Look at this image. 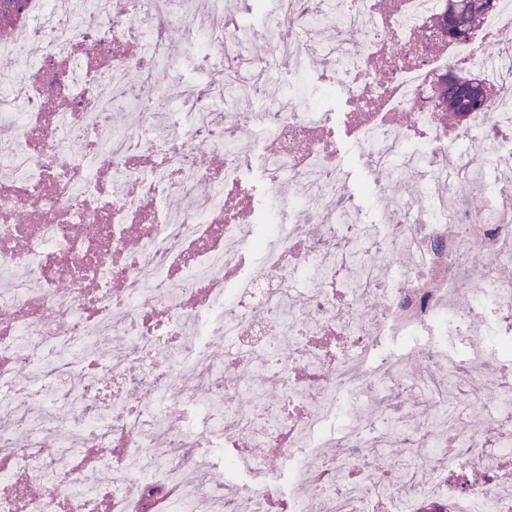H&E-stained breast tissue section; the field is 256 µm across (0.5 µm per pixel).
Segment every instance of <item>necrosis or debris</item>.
<instances>
[{
    "instance_id": "obj_1",
    "label": "necrosis or debris",
    "mask_w": 512,
    "mask_h": 512,
    "mask_svg": "<svg viewBox=\"0 0 512 512\" xmlns=\"http://www.w3.org/2000/svg\"><path fill=\"white\" fill-rule=\"evenodd\" d=\"M437 7L438 0H392L388 10L380 0H248L233 12L225 0H71L64 10L55 0L5 4L0 71L14 81L0 91V477L52 480L62 468L69 479L54 500L20 493L1 498L0 512H99L102 498L111 512H127L143 486L158 491L187 477L194 495L177 501L176 512H267L280 494L258 461L234 462L255 476L245 489L212 477V454L235 440L283 447L294 491L280 496L282 512H395L387 487L401 474L415 485L406 512L426 500L444 512H512V480L491 464L488 448L493 441L512 454L511 386L493 397L492 440L465 431L445 404L426 423L360 409L397 378L429 393L426 373L396 376L400 347H422L452 368L464 357L512 372V327L500 322L512 315V282L496 274L512 263V189L499 178L512 171V156L501 157L492 176L466 156L459 179L445 181L457 137L423 104L448 67L497 75L504 60L486 47L507 12L490 13L477 41L415 56L414 41ZM173 29L195 74L183 78L181 96L168 98L163 85L182 78L167 41ZM320 29L337 32L321 51L352 105L357 143L398 177L426 167L421 219L401 206L384 224H367L345 202L336 152L314 138L331 114L324 102L299 101L294 88L306 39ZM350 32L361 49H351ZM258 38L270 52L254 60ZM136 68L153 70L151 85L129 81ZM274 74L283 94L270 99ZM244 96L264 102V111L238 110ZM413 104L412 123L397 126L394 114ZM255 124L265 130L263 172L276 197L267 214L276 230L263 243L245 216ZM217 153L219 170L209 164ZM471 184L490 208L479 224L460 203ZM199 186L206 192L194 209L174 206L178 189ZM298 222L308 252L294 269L288 243ZM477 236L495 257L481 270L487 287L464 309L449 308L425 283L438 278L448 294L460 293L455 272ZM381 237L420 264L367 291L355 273L378 280L385 256L368 244ZM250 249L260 259L247 271ZM377 299L412 309V318L367 324L339 307L365 309ZM56 318L65 333L54 331ZM478 322L488 332L476 338ZM335 334L348 337L344 350L301 342ZM452 343L463 356L448 355ZM162 351L172 364H192L193 386L170 395L167 370L153 363ZM230 361L242 368L235 384L224 378ZM267 384L282 393L277 410L257 404L243 414L224 404L237 392L259 396ZM36 400L42 413L33 411ZM61 406L78 410L80 422L58 415ZM336 416L344 425L334 433L326 424ZM377 431L428 442L371 470L358 449ZM47 433L57 445L52 458L42 447ZM92 437L123 460L110 484L72 454ZM447 446L449 470L485 472L496 494L447 488L433 459Z\"/></svg>"
}]
</instances>
